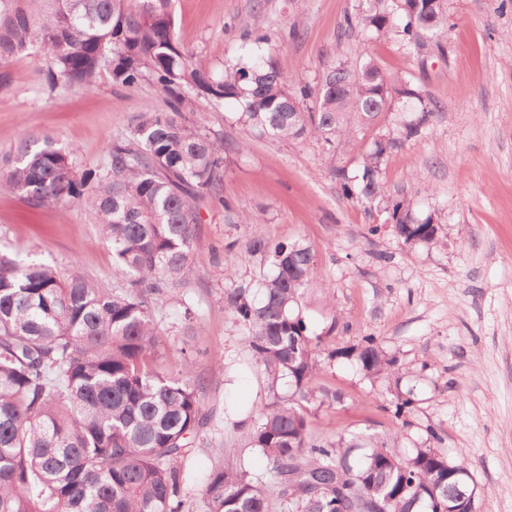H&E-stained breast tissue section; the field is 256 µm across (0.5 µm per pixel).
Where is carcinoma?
Segmentation results:
<instances>
[{
	"label": "carcinoma",
	"mask_w": 512,
	"mask_h": 512,
	"mask_svg": "<svg viewBox=\"0 0 512 512\" xmlns=\"http://www.w3.org/2000/svg\"><path fill=\"white\" fill-rule=\"evenodd\" d=\"M377 36L396 38L421 55L447 31V0H361L345 17ZM37 46L53 62L50 87L87 90L103 71L122 86L150 77L166 90L169 110L142 112L130 134L106 148L107 168L78 174L70 153L45 137L23 139L0 191L19 192L34 207L79 199L89 205L112 247L125 284L104 291L83 276L60 277L47 264H21L0 253V512H181L185 448L206 424L200 383L185 366L158 364L160 328L154 304L180 281L190 260L199 214L193 197H221L232 143L183 115V88L221 105L240 106L236 122L259 135L331 146L353 138V126L375 125L407 109L394 130L378 133L360 153L358 174L335 170L346 196L390 215L406 242L432 244L442 228L418 218L403 197L392 200L382 167L401 142L421 136L434 104L409 84L388 78L371 58L338 60L319 84L291 85L269 56L255 53L219 73L192 66L181 44L171 0H0V89L7 64ZM271 254L258 285L237 282L224 305L246 332V346L275 395L294 383L293 400L260 408L251 446L273 464L278 498L301 493L305 512H448L439 486L453 493L463 467L434 448L403 462L384 448L349 458L343 447L313 436L305 402L313 392L315 345L294 307L318 277L313 253L299 241L247 242ZM365 374L394 364L372 336L353 351ZM203 512H273L260 479L217 468L202 493Z\"/></svg>",
	"instance_id": "1"
}]
</instances>
